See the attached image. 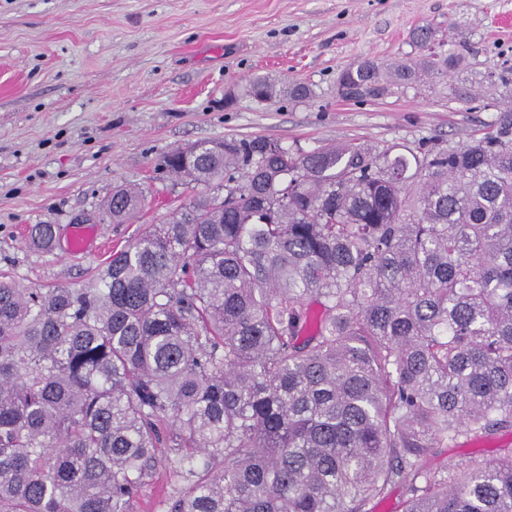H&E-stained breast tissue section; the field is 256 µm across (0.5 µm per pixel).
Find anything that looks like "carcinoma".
I'll use <instances>...</instances> for the list:
<instances>
[{"label":"carcinoma","mask_w":512,"mask_h":512,"mask_svg":"<svg viewBox=\"0 0 512 512\" xmlns=\"http://www.w3.org/2000/svg\"><path fill=\"white\" fill-rule=\"evenodd\" d=\"M339 89L387 92L370 61ZM164 165L201 191L90 287L0 281V512H132L166 461L164 512H372L396 486L403 512H512V448L435 463L512 429V130L406 154L232 137ZM141 204L118 185L105 213ZM501 448H512V432H500L490 439L462 441L456 448H450L442 458L448 467L467 463L472 458L490 460L496 458Z\"/></svg>","instance_id":"cac0c4a2"}]
</instances>
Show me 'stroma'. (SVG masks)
Instances as JSON below:
<instances>
[{"instance_id":"stroma-1","label":"stroma","mask_w":512,"mask_h":512,"mask_svg":"<svg viewBox=\"0 0 512 512\" xmlns=\"http://www.w3.org/2000/svg\"><path fill=\"white\" fill-rule=\"evenodd\" d=\"M431 46L458 57L388 94L351 100L350 64L391 69ZM276 85L259 100L255 77ZM311 96L296 100L289 87ZM512 126V0H0V277L24 288H83L113 252L188 203L165 155L203 141L263 137L308 152L366 146L460 147ZM142 188L132 221L104 220L115 185ZM55 224L53 252L28 231ZM97 225L83 253L69 233ZM512 432L461 442L443 462L490 460ZM180 485L160 467L133 512H161Z\"/></svg>"}]
</instances>
